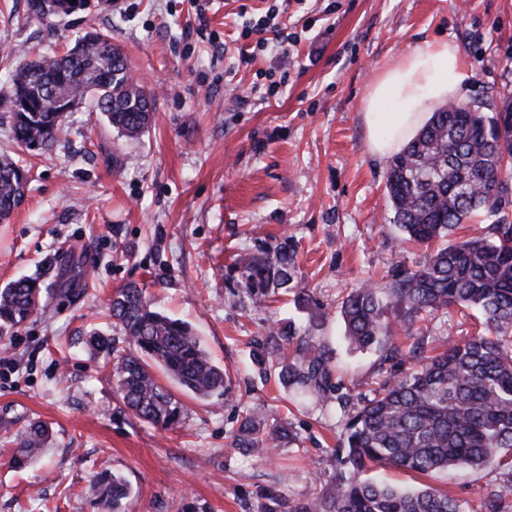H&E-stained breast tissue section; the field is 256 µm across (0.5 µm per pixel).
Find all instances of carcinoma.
<instances>
[{"label": "carcinoma", "mask_w": 512, "mask_h": 512, "mask_svg": "<svg viewBox=\"0 0 512 512\" xmlns=\"http://www.w3.org/2000/svg\"><path fill=\"white\" fill-rule=\"evenodd\" d=\"M32 14L49 19L71 12L69 0H28ZM104 114L118 133L139 139L153 118V96L135 81L112 36L97 30L78 36L63 53L27 59L0 86V111L11 119L17 150L0 153V222L8 221L24 197L29 169L26 157L41 156L64 134L63 106L84 102ZM385 189L392 223L403 238L439 246L413 268L397 264L381 288L364 282L341 304L344 338L355 351L374 350L385 357L401 354L394 326L411 339L415 324L452 305L476 307L486 333L426 355L424 342L409 350L411 366L373 389L372 397L347 414L343 433L332 449L334 481L319 492L286 503V512H465L459 500L430 485L399 487L365 474L377 467H400L420 475L460 466L495 465L512 472V80L496 95L455 101L433 113L403 151L389 157ZM478 213L486 231L455 239L457 226ZM70 271L90 273L86 253H68ZM253 306L269 291L295 292L301 301L306 285L298 280L296 251L284 241L234 263ZM72 289L58 290L27 277L0 289V333L45 312L46 301H71ZM401 310L397 324L389 314ZM113 323L128 342L117 353L111 338L95 333L89 344L115 360L114 376L126 407L143 422L164 429L181 423L185 406L155 376L160 369L184 391L209 400L230 392V378L202 347L192 327L152 307L135 283L109 299ZM296 344L282 362L281 382L301 397L327 400L332 388L331 355L298 334L292 322L273 324L256 341L252 363ZM48 428L35 423L18 436L15 461L40 454ZM295 439L278 420L258 408L246 411L230 447L264 457ZM99 505L119 512L130 495L126 481L100 475Z\"/></svg>", "instance_id": "cac0c4a2"}]
</instances>
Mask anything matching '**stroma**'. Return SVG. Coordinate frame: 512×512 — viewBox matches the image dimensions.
Returning <instances> with one entry per match:
<instances>
[{
	"mask_svg": "<svg viewBox=\"0 0 512 512\" xmlns=\"http://www.w3.org/2000/svg\"><path fill=\"white\" fill-rule=\"evenodd\" d=\"M275 15L287 42H268L240 63L243 26ZM95 28L110 32L155 103L137 141L119 136L89 105L68 113L67 136L29 160L23 204L0 224V288L24 276L60 279L67 250H86L93 272L73 306L0 335V512H98L94 478L117 474L131 494L121 512H282L330 484L342 401L359 403L401 368L380 353L350 352L341 303L350 288L379 281L394 264H422L390 224L385 159L369 150L368 87L402 53L433 40L457 44L468 97L512 79V0H90L51 20L27 0H0V81L24 57L60 51ZM288 84L268 101L254 89L271 73ZM288 237L310 309L292 293L253 307L230 266ZM144 284L159 310L189 322L232 379V392L200 400L168 376L186 406L180 425L144 423L121 403L112 365L90 353L91 330L124 340L106 315L112 292ZM292 317L310 343L328 345L338 398L289 403L278 357L258 373L250 354L274 321ZM429 349L483 331L461 307L416 325ZM264 407L296 438L260 459L230 441L246 410ZM52 430L44 455L16 468V438L31 422ZM374 480L428 484L478 508L501 497L512 512V472L455 468L425 477L388 468Z\"/></svg>",
	"mask_w": 512,
	"mask_h": 512,
	"instance_id": "35a3bbf8",
	"label": "stroma"
}]
</instances>
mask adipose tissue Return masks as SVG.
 <instances>
[{
    "instance_id": "adipose-tissue-1",
    "label": "adipose tissue",
    "mask_w": 512,
    "mask_h": 512,
    "mask_svg": "<svg viewBox=\"0 0 512 512\" xmlns=\"http://www.w3.org/2000/svg\"><path fill=\"white\" fill-rule=\"evenodd\" d=\"M465 81L455 43H432L400 57L378 76L365 97L363 120L372 154L384 158L400 152L438 106L465 97ZM385 97L394 101L392 112L376 109Z\"/></svg>"
}]
</instances>
